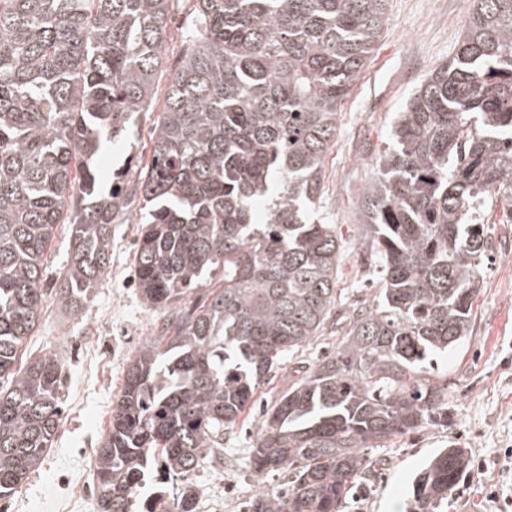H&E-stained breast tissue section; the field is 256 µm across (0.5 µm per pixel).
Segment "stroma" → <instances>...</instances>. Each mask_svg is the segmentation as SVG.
<instances>
[{
    "label": "stroma",
    "mask_w": 512,
    "mask_h": 512,
    "mask_svg": "<svg viewBox=\"0 0 512 512\" xmlns=\"http://www.w3.org/2000/svg\"><path fill=\"white\" fill-rule=\"evenodd\" d=\"M169 4V35L153 103L140 112L128 137L98 158V167L106 172L103 186H111L114 173L135 181L149 159L154 127L187 45L195 0ZM470 10L471 0H389L383 33L341 106L314 214L320 223L334 225L341 243V303L373 300L381 286L378 268L363 262L359 200L379 157L392 144V128L408 99L430 73L455 56ZM141 205L133 200L129 213L113 223L110 262L79 313L64 310L54 298L71 251L67 225H59L46 251L42 314L21 352L30 358L53 355L63 363V412L41 465L15 494L0 499V512H63L62 502L77 485L86 494L71 512H98L96 471L87 462L109 426L130 358L161 317L140 298L134 282ZM480 211L489 247L479 270L470 333L437 366L448 380V423L428 425L385 447L368 449L374 463L369 483L353 488L344 512H407L412 476L436 449L451 445L466 450L469 467L440 512H512L503 500L488 498L494 485L512 497V475L503 471L504 451L512 448V206L489 198ZM341 336V328H333L284 357L259 387L257 406L273 405ZM253 442L249 423L225 427L223 450L207 456L195 470L194 481L204 494L201 506L232 502L242 507L259 488L283 486L284 476L260 478L251 469L248 450Z\"/></svg>",
    "instance_id": "stroma-1"
}]
</instances>
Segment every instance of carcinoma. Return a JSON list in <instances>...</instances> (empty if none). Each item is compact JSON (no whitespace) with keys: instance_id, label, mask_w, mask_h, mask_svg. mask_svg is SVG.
<instances>
[{"instance_id":"cac0c4a2","label":"carcinoma","mask_w":512,"mask_h":512,"mask_svg":"<svg viewBox=\"0 0 512 512\" xmlns=\"http://www.w3.org/2000/svg\"><path fill=\"white\" fill-rule=\"evenodd\" d=\"M169 0H0V498L53 444L62 363L18 365L40 320L56 226L73 252L56 302L78 312L109 264L120 182L93 158L150 105ZM387 0H196L189 46L132 193L134 266L161 322L130 359L95 449L100 512H197L193 474L285 355L328 324L340 244L312 219L340 107ZM359 205L382 287L336 352L266 410L251 467L288 475L247 512H343L367 448L448 421L433 374L470 332L484 225L512 191V0H472L456 56L413 93ZM468 467L435 452L409 512H436ZM159 479L153 498L133 488Z\"/></svg>"}]
</instances>
